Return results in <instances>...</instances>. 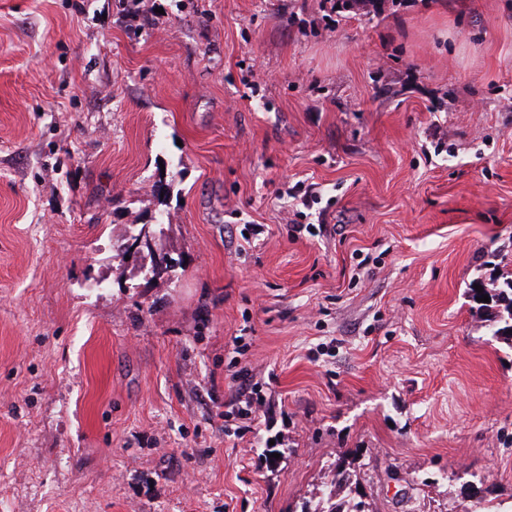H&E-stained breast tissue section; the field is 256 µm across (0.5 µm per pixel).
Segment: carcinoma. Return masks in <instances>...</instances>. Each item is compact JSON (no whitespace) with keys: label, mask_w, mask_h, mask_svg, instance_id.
Listing matches in <instances>:
<instances>
[{"label":"carcinoma","mask_w":512,"mask_h":512,"mask_svg":"<svg viewBox=\"0 0 512 512\" xmlns=\"http://www.w3.org/2000/svg\"><path fill=\"white\" fill-rule=\"evenodd\" d=\"M471 298L487 295L490 302L477 303V309L487 315L492 323L493 335L512 339V280L493 288H483L478 293L469 288ZM334 482L318 489L315 497L306 501L301 512H372L366 495L359 494L362 488L354 460L341 457L334 463Z\"/></svg>","instance_id":"obj_1"}]
</instances>
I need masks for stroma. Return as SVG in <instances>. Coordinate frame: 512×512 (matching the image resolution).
Masks as SVG:
<instances>
[{
    "label": "stroma",
    "mask_w": 512,
    "mask_h": 512,
    "mask_svg": "<svg viewBox=\"0 0 512 512\" xmlns=\"http://www.w3.org/2000/svg\"><path fill=\"white\" fill-rule=\"evenodd\" d=\"M496 277L512 0H0V512H299L347 453L373 512L511 505ZM474 284L481 285L483 292L478 293ZM469 294L477 309L487 315L489 322L492 323L493 335L511 340L512 334H508V330H512V279L490 289L481 281L474 282L469 288ZM482 295H488L490 302H478L476 297L482 298Z\"/></svg>",
    "instance_id": "obj_1"
}]
</instances>
